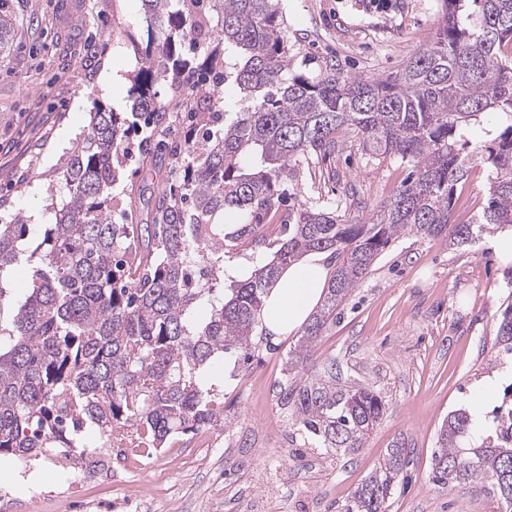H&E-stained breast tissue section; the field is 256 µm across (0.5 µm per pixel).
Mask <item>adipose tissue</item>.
I'll use <instances>...</instances> for the list:
<instances>
[{"label": "adipose tissue", "mask_w": 512, "mask_h": 512, "mask_svg": "<svg viewBox=\"0 0 512 512\" xmlns=\"http://www.w3.org/2000/svg\"><path fill=\"white\" fill-rule=\"evenodd\" d=\"M329 275L323 255L315 252L288 266L264 299L260 326L275 336L301 328L319 304Z\"/></svg>", "instance_id": "ef3b65f1"}]
</instances>
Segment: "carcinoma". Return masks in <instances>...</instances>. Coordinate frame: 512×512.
Here are the masks:
<instances>
[{
  "label": "carcinoma",
  "instance_id": "1",
  "mask_svg": "<svg viewBox=\"0 0 512 512\" xmlns=\"http://www.w3.org/2000/svg\"><path fill=\"white\" fill-rule=\"evenodd\" d=\"M148 39L126 37L144 66L126 117L100 105L59 172L65 192L53 221L33 228L19 215L0 224V458L27 463L75 457L86 434L149 457L180 435L224 426V394L211 366L224 354L250 358L257 318L281 270L310 252L336 268L320 308L288 352L278 400L316 448L343 455L363 447L385 411L371 389L336 382V360L314 372L313 355L336 310L396 239L414 233L466 245L512 228V0H444L433 42L389 76L364 78L325 65L288 76V34L279 0H141ZM232 80L231 113L215 88ZM174 92L201 141L177 188L158 197V224H115L109 189L129 153L133 119L156 127L170 116L155 85ZM413 171L365 222L350 223L306 202L283 219L288 239L266 243L261 214L304 163L331 155L345 137ZM481 138L479 151L472 137ZM478 162L488 166L487 205L473 224L451 222L453 196ZM238 214L228 228L224 214ZM273 257L224 289V250L262 245ZM35 259L28 288L11 295L7 276ZM498 350L512 356V304ZM464 408L448 414L433 453L434 481L488 484L512 512V401L477 437ZM406 449H387L357 486L346 512H386Z\"/></svg>",
  "mask_w": 512,
  "mask_h": 512
}]
</instances>
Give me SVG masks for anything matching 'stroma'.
I'll return each instance as SVG.
<instances>
[{"label":"stroma","instance_id":"obj_1","mask_svg":"<svg viewBox=\"0 0 512 512\" xmlns=\"http://www.w3.org/2000/svg\"><path fill=\"white\" fill-rule=\"evenodd\" d=\"M293 61L290 75H315L328 61L344 72L381 77L398 71L437 32L441 0H282ZM16 22L9 53L0 56V197L15 213L51 221L58 173L89 123L93 104L125 112L141 66L124 32L145 41L139 0H7ZM113 71L111 92L100 87ZM191 122L178 113L160 132H132V150L113 183L112 220L153 223L156 180L144 137L184 142ZM409 172L397 157L380 158L346 140L342 152L320 158L299 182L285 183L278 207L261 219L268 241L283 239L290 205L321 201L348 221H363L387 202ZM488 172L471 169L455 197L452 221H475L486 200ZM492 236L466 246L406 235L379 256L317 345L336 360L342 378L374 390L386 411L354 456L305 443L276 398L288 351L298 335L258 343L248 361L227 355L213 376L224 392V426L211 431L213 452L197 455L198 438L141 458L113 463L98 483L81 480L79 464L57 457L33 465L0 460V512H62L34 502L35 493L68 492L87 512H124L123 489L147 499L179 500L182 512H345L356 487L387 448H407L404 479L387 512H498L493 495L468 483L431 480L432 454L449 412L470 408L484 380L495 382L482 415L512 385V357L494 345L503 309L512 303V262H501Z\"/></svg>","mask_w":512,"mask_h":512}]
</instances>
